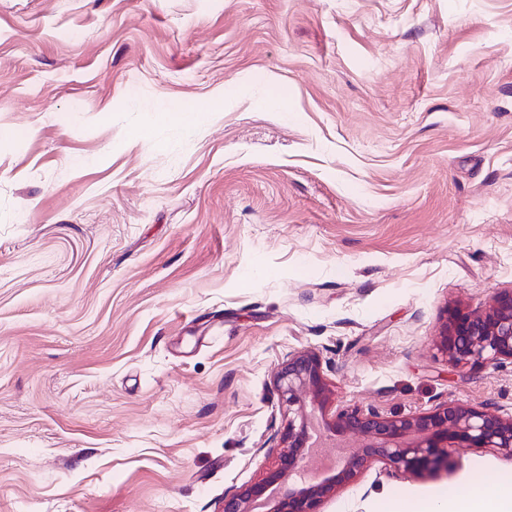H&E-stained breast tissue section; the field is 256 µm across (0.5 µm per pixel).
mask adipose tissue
I'll list each match as a JSON object with an SVG mask.
<instances>
[{
	"mask_svg": "<svg viewBox=\"0 0 512 512\" xmlns=\"http://www.w3.org/2000/svg\"><path fill=\"white\" fill-rule=\"evenodd\" d=\"M383 512H512V480L491 485L477 481L461 491L421 501L397 495L385 502Z\"/></svg>",
	"mask_w": 512,
	"mask_h": 512,
	"instance_id": "ef3b65f1",
	"label": "adipose tissue"
}]
</instances>
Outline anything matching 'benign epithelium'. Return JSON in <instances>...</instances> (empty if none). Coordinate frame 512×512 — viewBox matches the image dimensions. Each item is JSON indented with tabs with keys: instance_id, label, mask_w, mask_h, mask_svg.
Returning a JSON list of instances; mask_svg holds the SVG:
<instances>
[{
	"instance_id": "obj_1",
	"label": "benign epithelium",
	"mask_w": 512,
	"mask_h": 512,
	"mask_svg": "<svg viewBox=\"0 0 512 512\" xmlns=\"http://www.w3.org/2000/svg\"><path fill=\"white\" fill-rule=\"evenodd\" d=\"M440 351L448 366L460 372L512 363V289L495 294L478 312H447ZM274 385L288 410L281 445L267 449L275 456V467L259 482L225 496L224 512H253V503L262 497L267 498V512H320L325 499L378 463L391 475L446 471L450 448L490 449L512 459V415L487 406L446 403L404 416L357 406L332 409L335 391L313 351L289 354ZM317 411L327 433L356 434L362 442L336 471L309 483L301 471L314 448L311 430Z\"/></svg>"
}]
</instances>
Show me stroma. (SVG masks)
<instances>
[{
    "label": "stroma",
    "mask_w": 512,
    "mask_h": 512,
    "mask_svg": "<svg viewBox=\"0 0 512 512\" xmlns=\"http://www.w3.org/2000/svg\"><path fill=\"white\" fill-rule=\"evenodd\" d=\"M509 288L512 0H0V512H222L297 350L341 407L512 414L437 349ZM450 455L321 512L512 478Z\"/></svg>",
    "instance_id": "35a3bbf8"
}]
</instances>
